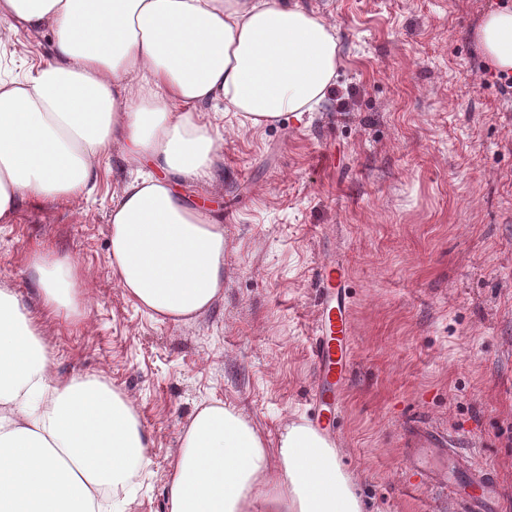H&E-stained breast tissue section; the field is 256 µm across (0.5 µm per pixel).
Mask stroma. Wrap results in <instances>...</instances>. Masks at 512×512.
Here are the masks:
<instances>
[{
	"label": "stroma",
	"mask_w": 512,
	"mask_h": 512,
	"mask_svg": "<svg viewBox=\"0 0 512 512\" xmlns=\"http://www.w3.org/2000/svg\"><path fill=\"white\" fill-rule=\"evenodd\" d=\"M304 2L339 38L326 102L260 129L210 115L222 172L179 186L224 226V288L207 311L175 322L119 288L108 212L129 171L116 150L89 196L26 201L0 223V285L40 325L58 377L131 398L150 464L127 512H166L199 404L235 406L271 440L309 418L318 274L336 260L352 361L331 439L365 512H462L447 490L408 481L400 448L419 420L491 469L499 512H512V96L473 39L500 0ZM51 44L0 33L26 69ZM39 257L73 263L77 312L43 305Z\"/></svg>",
	"instance_id": "obj_1"
}]
</instances>
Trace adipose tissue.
I'll use <instances>...</instances> for the list:
<instances>
[{
    "label": "adipose tissue",
    "instance_id": "adipose-tissue-1",
    "mask_svg": "<svg viewBox=\"0 0 512 512\" xmlns=\"http://www.w3.org/2000/svg\"><path fill=\"white\" fill-rule=\"evenodd\" d=\"M0 27L56 34L35 70L0 71V223L29 199L92 191L112 143L131 176L109 214L112 274L175 320L224 288V226L178 181L214 179L224 140L206 108L259 128L318 111L341 62L335 25L302 0H0ZM512 72V5L473 33ZM43 304L74 310L69 259L35 266ZM37 323L0 286V512H126L147 466L131 400L95 378L61 379ZM169 512H363L335 444L304 419L267 440L239 409L203 406L180 434Z\"/></svg>",
    "mask_w": 512,
    "mask_h": 512
}]
</instances>
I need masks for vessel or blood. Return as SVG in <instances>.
<instances>
[{
    "label": "vessel or blood",
    "instance_id": "1",
    "mask_svg": "<svg viewBox=\"0 0 512 512\" xmlns=\"http://www.w3.org/2000/svg\"><path fill=\"white\" fill-rule=\"evenodd\" d=\"M346 271L335 263H323L319 281V316L310 341V353L318 369L315 391L316 422L334 428L340 405L341 385L351 355L350 326L343 283ZM408 448L401 458L418 484L449 489L466 512H496L497 483L493 473L458 450L453 439L425 422L410 429Z\"/></svg>",
    "mask_w": 512,
    "mask_h": 512
}]
</instances>
